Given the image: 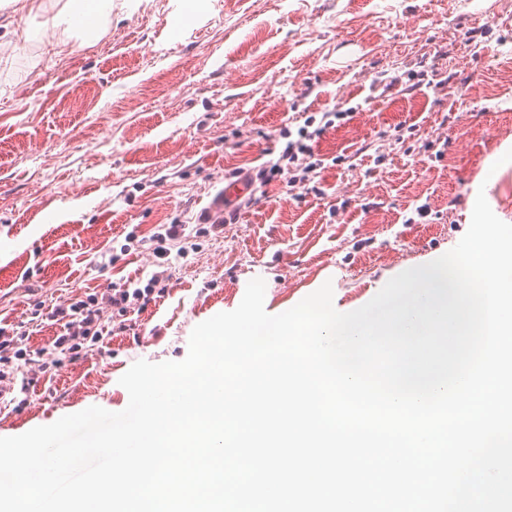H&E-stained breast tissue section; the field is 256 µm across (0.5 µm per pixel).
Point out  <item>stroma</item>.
<instances>
[{
    "mask_svg": "<svg viewBox=\"0 0 512 512\" xmlns=\"http://www.w3.org/2000/svg\"><path fill=\"white\" fill-rule=\"evenodd\" d=\"M115 0L96 44L51 59L54 29L0 9V326L26 325L27 391L0 437L96 405L124 410L137 360H183L193 328L266 283L276 315L324 283L345 312L397 269L454 248L477 185L512 224V0ZM14 31L6 33L3 24ZM30 29L22 43L15 31ZM356 107L328 129L312 183L282 173L220 227L224 181L282 150L283 128ZM183 227L148 304L116 331L111 286L145 287L152 238ZM97 296L105 333L78 355L39 305ZM47 363L49 371L38 368Z\"/></svg>",
    "mask_w": 512,
    "mask_h": 512,
    "instance_id": "stroma-1",
    "label": "stroma"
}]
</instances>
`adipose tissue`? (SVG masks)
Returning <instances> with one entry per match:
<instances>
[{
  "mask_svg": "<svg viewBox=\"0 0 512 512\" xmlns=\"http://www.w3.org/2000/svg\"><path fill=\"white\" fill-rule=\"evenodd\" d=\"M113 0H30L36 13L52 12V22L63 30L47 49L59 56L71 49L74 41L90 45L100 40L112 21Z\"/></svg>",
  "mask_w": 512,
  "mask_h": 512,
  "instance_id": "obj_1",
  "label": "adipose tissue"
}]
</instances>
